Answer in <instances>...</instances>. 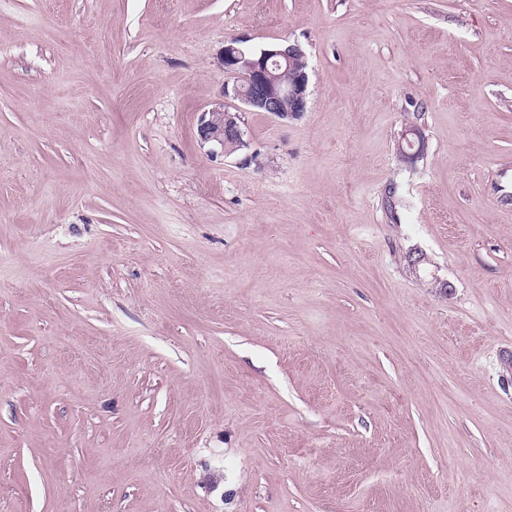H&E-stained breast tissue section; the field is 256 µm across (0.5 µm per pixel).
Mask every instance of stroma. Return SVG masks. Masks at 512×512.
I'll list each match as a JSON object with an SVG mask.
<instances>
[{"mask_svg":"<svg viewBox=\"0 0 512 512\" xmlns=\"http://www.w3.org/2000/svg\"><path fill=\"white\" fill-rule=\"evenodd\" d=\"M0 512H512V0H0ZM236 38L227 41L220 56L224 72L234 80L224 86L225 96H233L247 108L268 112L281 119H296L307 111L309 74L301 47L289 41L258 49L243 46ZM293 71L288 82L285 74ZM197 134L202 145L210 146L211 154L224 155L229 154L230 149L246 147L239 113L224 110L223 102L202 112Z\"/></svg>","mask_w":512,"mask_h":512,"instance_id":"stroma-1","label":"stroma"}]
</instances>
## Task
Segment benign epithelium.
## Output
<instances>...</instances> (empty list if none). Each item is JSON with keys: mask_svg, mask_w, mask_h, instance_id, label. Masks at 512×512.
<instances>
[{"mask_svg": "<svg viewBox=\"0 0 512 512\" xmlns=\"http://www.w3.org/2000/svg\"><path fill=\"white\" fill-rule=\"evenodd\" d=\"M220 63L233 78L232 85H224V96L281 120L299 118L307 111L309 74L298 44L284 41L253 49L233 38L224 46ZM197 134L212 154L246 147L239 113L224 110L222 103L202 112Z\"/></svg>", "mask_w": 512, "mask_h": 512, "instance_id": "benign-epithelium-1", "label": "benign epithelium"}]
</instances>
